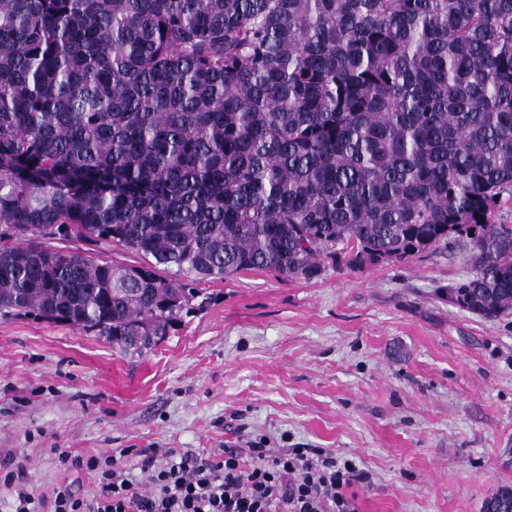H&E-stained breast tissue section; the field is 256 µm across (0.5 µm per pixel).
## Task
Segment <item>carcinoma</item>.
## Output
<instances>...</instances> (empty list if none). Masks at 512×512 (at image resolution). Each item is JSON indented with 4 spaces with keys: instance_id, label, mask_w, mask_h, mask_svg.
Wrapping results in <instances>:
<instances>
[{
    "instance_id": "carcinoma-1",
    "label": "carcinoma",
    "mask_w": 512,
    "mask_h": 512,
    "mask_svg": "<svg viewBox=\"0 0 512 512\" xmlns=\"http://www.w3.org/2000/svg\"><path fill=\"white\" fill-rule=\"evenodd\" d=\"M506 195L512 0H0L1 315L140 357L201 280L465 238L448 300L496 317ZM55 246L59 248H65L72 251H79L82 253H87L90 256H93L97 259H103L106 261H114L116 263L126 264V265H137L140 261L139 256L132 250H114V251H104L94 244L85 243V242H52Z\"/></svg>"
}]
</instances>
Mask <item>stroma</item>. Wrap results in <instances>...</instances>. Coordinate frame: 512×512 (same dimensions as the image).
<instances>
[{"label": "stroma", "instance_id": "1", "mask_svg": "<svg viewBox=\"0 0 512 512\" xmlns=\"http://www.w3.org/2000/svg\"><path fill=\"white\" fill-rule=\"evenodd\" d=\"M473 267L458 243L311 280L246 271L204 280L181 322L129 357L64 322L0 315V512L17 486L87 498L61 452L325 448L368 483L359 512H481L512 487V312L449 302Z\"/></svg>", "mask_w": 512, "mask_h": 512}]
</instances>
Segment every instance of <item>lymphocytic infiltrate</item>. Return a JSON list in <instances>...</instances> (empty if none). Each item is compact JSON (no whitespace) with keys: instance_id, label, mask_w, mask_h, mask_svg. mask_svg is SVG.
Returning a JSON list of instances; mask_svg holds the SVG:
<instances>
[{"instance_id":"obj_1","label":"lymphocytic infiltrate","mask_w":512,"mask_h":512,"mask_svg":"<svg viewBox=\"0 0 512 512\" xmlns=\"http://www.w3.org/2000/svg\"><path fill=\"white\" fill-rule=\"evenodd\" d=\"M136 455L147 490L137 488L115 457L63 452L62 467L94 472L97 496L88 501L61 489L46 498L21 487L14 512H357L347 491L369 480L355 460L322 448L252 441L219 454L145 448Z\"/></svg>"}]
</instances>
